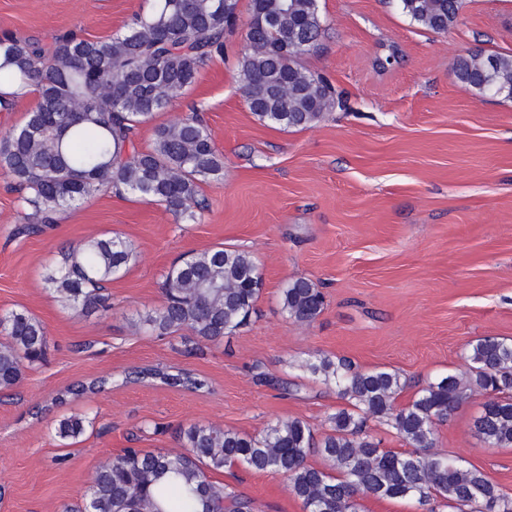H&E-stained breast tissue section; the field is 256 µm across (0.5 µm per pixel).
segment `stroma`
<instances>
[{"mask_svg": "<svg viewBox=\"0 0 512 512\" xmlns=\"http://www.w3.org/2000/svg\"><path fill=\"white\" fill-rule=\"evenodd\" d=\"M148 0H0V32L51 43L73 31L119 33ZM323 29L304 64L326 78L336 105L313 126L260 123L238 80L244 34L202 66L196 83L153 124L196 112L224 156V179L202 185L210 207L198 223L164 206L101 193L67 207L45 233L16 237L27 212L0 172V311L25 308L46 326V362L0 394V512H62L85 495L95 464L132 447L178 449L179 426L213 424L249 434L300 418L316 433L339 406L303 372L317 354L359 368L398 371L405 405L436 377L462 371L461 354L481 336L512 339V99L457 83L454 60L512 54V0H463L447 32L407 17L399 0H319ZM397 61L377 66L387 45ZM118 235L136 263L107 283L112 309L83 315L62 306L44 276L61 244ZM251 252L263 286L248 322L218 342L182 351L179 336L140 322L163 302L165 271L183 254L213 246ZM307 278L325 296L303 325L282 310L281 289ZM187 370L207 388L128 382L134 368ZM297 384L289 395L257 371ZM108 375L111 387L77 401V383ZM483 396L438 428L450 458L478 467L512 494V448H491L472 423ZM93 420L79 442L55 435L61 418ZM218 483L251 498L256 512H303L274 473L236 466Z\"/></svg>", "mask_w": 512, "mask_h": 512, "instance_id": "obj_1", "label": "stroma"}]
</instances>
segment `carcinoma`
<instances>
[{
  "label": "carcinoma",
  "mask_w": 512,
  "mask_h": 512,
  "mask_svg": "<svg viewBox=\"0 0 512 512\" xmlns=\"http://www.w3.org/2000/svg\"><path fill=\"white\" fill-rule=\"evenodd\" d=\"M118 34L88 39L74 34L45 46L0 34V86L35 87L36 104L24 121L0 130V171L23 192L37 234L57 223L64 208L102 191L159 203L188 224L206 207L201 186L224 178V159L198 116L153 128L151 145L137 146L140 128L192 86L239 20L238 0H150ZM410 19L435 32L456 22L462 0H400ZM248 53L238 78L252 114L283 129L319 122L334 105L330 84L309 71L304 56L322 31L318 0H251ZM455 79L482 94L512 91V55L471 54L452 65ZM138 258L119 236H94L61 248L47 286L64 305L86 316L112 309L105 283ZM262 273L252 253L215 246L192 252L164 275L163 304L141 322L158 336L188 331L186 341H219L254 311ZM282 310L302 324L324 308L314 282L295 278L281 292ZM49 348L45 324L28 310L0 313V392L13 389L25 365L41 363ZM465 371L442 376L399 406L398 371L361 370L347 359L318 355L304 370L336 389L344 405L315 437L299 418L281 419L258 434L202 423L179 428V450L125 448L96 465L84 500L64 512H255L251 498L227 490L212 474L238 464L276 473L303 512H358L364 498L406 500L421 512L441 500L452 512H512V496L487 474L437 448V427L472 395L486 400L473 421L476 436L492 448L512 447V340L483 336L469 343ZM136 379L201 389L189 372L134 370ZM109 383L100 377L68 394L79 399ZM385 424L410 447H380L367 423ZM92 421L82 413L60 419L55 434L67 445ZM319 456L323 465L309 463Z\"/></svg>",
  "instance_id": "obj_1"
}]
</instances>
